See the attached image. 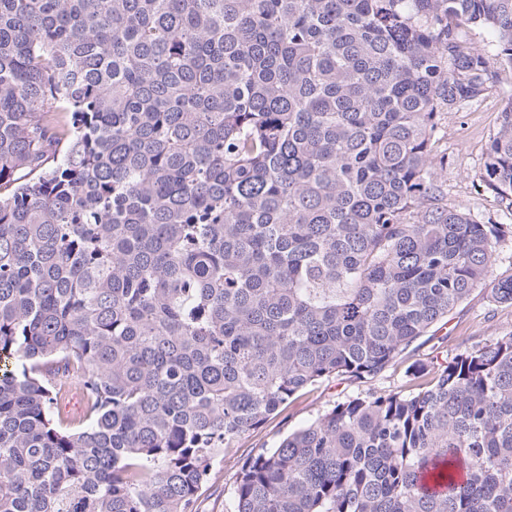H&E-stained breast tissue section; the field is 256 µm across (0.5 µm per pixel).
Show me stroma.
Masks as SVG:
<instances>
[{
	"instance_id": "1",
	"label": "stroma",
	"mask_w": 512,
	"mask_h": 512,
	"mask_svg": "<svg viewBox=\"0 0 512 512\" xmlns=\"http://www.w3.org/2000/svg\"><path fill=\"white\" fill-rule=\"evenodd\" d=\"M495 71V87L482 103L468 111L449 114L441 143L448 150L449 203L483 221L506 224L512 222V216L504 205L493 195H479L473 190V183L483 169L485 144L498 127L503 102L512 96V66L499 64ZM510 331L512 306L492 305L486 292L478 289L449 315L445 327L412 344V356L425 362L434 357L449 359ZM372 388L408 393L413 391L414 383L401 362L369 384L329 380L301 392L259 428L241 436L231 458L215 463L210 481L199 492L198 512H229L237 472L244 460L260 449L273 447L288 432L313 420L335 401Z\"/></svg>"
}]
</instances>
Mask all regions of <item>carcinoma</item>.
Listing matches in <instances>:
<instances>
[{"label":"carcinoma","mask_w":512,"mask_h":512,"mask_svg":"<svg viewBox=\"0 0 512 512\" xmlns=\"http://www.w3.org/2000/svg\"><path fill=\"white\" fill-rule=\"evenodd\" d=\"M501 62L512 0H0V512H196L303 389L512 305L438 137ZM473 187L512 209V100ZM407 374L233 512H512V332Z\"/></svg>","instance_id":"cac0c4a2"}]
</instances>
